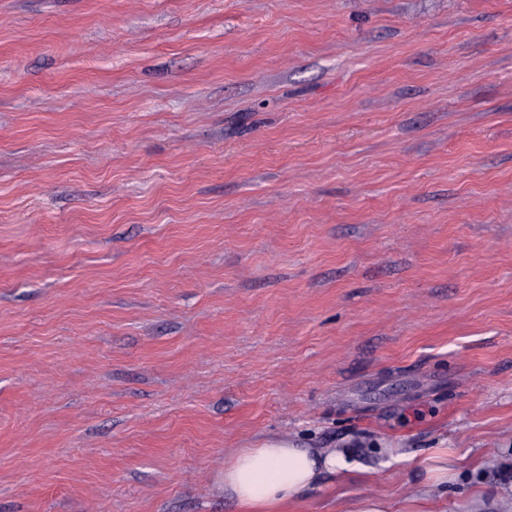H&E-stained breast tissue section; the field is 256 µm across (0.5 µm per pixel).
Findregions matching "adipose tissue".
<instances>
[{"mask_svg":"<svg viewBox=\"0 0 512 512\" xmlns=\"http://www.w3.org/2000/svg\"><path fill=\"white\" fill-rule=\"evenodd\" d=\"M345 455L317 448H295L271 439L242 448L224 465V492L241 512H273L300 501L324 475L346 470Z\"/></svg>","mask_w":512,"mask_h":512,"instance_id":"adipose-tissue-1","label":"adipose tissue"}]
</instances>
